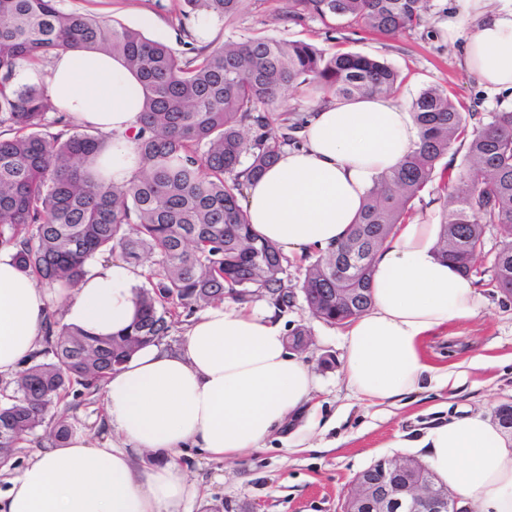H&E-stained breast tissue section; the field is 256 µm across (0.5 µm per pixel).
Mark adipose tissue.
<instances>
[{
    "instance_id": "obj_1",
    "label": "adipose tissue",
    "mask_w": 512,
    "mask_h": 512,
    "mask_svg": "<svg viewBox=\"0 0 512 512\" xmlns=\"http://www.w3.org/2000/svg\"><path fill=\"white\" fill-rule=\"evenodd\" d=\"M459 2L441 27L448 41L464 39L463 67L486 89L512 90V5ZM44 82L75 122L111 134L112 148L94 170L115 184L129 180L139 167L124 137L142 110L136 75L112 55L61 49ZM419 141L413 112L397 99L367 95L321 105L303 145L283 149L248 185V220L288 257L334 250L377 175L396 168ZM439 230L416 219L397 225L374 259L372 304L343 335L347 385L367 405L417 393L428 380L447 385L448 371L425 363L420 344L481 311L473 279L436 254ZM138 275L121 259L100 261L64 298L38 287L13 250L0 249V378L12 377L37 350L54 306L90 335L123 333L137 312ZM319 387L313 366L289 350L273 306L224 300L188 324L179 352L143 347L108 380L104 401L116 444L73 435L38 449L0 490V512H190L197 492L174 461L181 449L236 460L298 416L304 425L284 443L291 451L311 447L321 426ZM396 446L421 455L460 512H512V433L483 412L462 411ZM146 450L148 464L139 460Z\"/></svg>"
}]
</instances>
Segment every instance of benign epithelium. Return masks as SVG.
Listing matches in <instances>:
<instances>
[{
	"label": "benign epithelium",
	"mask_w": 512,
	"mask_h": 512,
	"mask_svg": "<svg viewBox=\"0 0 512 512\" xmlns=\"http://www.w3.org/2000/svg\"><path fill=\"white\" fill-rule=\"evenodd\" d=\"M409 460L387 457L371 469L380 478L372 483L353 485L342 512H357L366 507L372 512H456L454 496L438 490L429 481L412 482L406 478Z\"/></svg>",
	"instance_id": "7a95c632"
}]
</instances>
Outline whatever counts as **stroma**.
Returning a JSON list of instances; mask_svg holds the SVG:
<instances>
[{
	"mask_svg": "<svg viewBox=\"0 0 512 512\" xmlns=\"http://www.w3.org/2000/svg\"><path fill=\"white\" fill-rule=\"evenodd\" d=\"M174 0H60L63 9L83 7L107 24L143 30L153 40L180 49L179 26L170 7ZM458 0H426L425 22L395 35L373 34L363 27L339 21L329 25L309 18L295 24L285 19L283 0H245L240 13L216 28L215 43L244 35L302 40L324 52L337 50L373 56L397 70L402 84L398 99L412 103L420 91L435 85L466 111L488 113L512 110V93H492L462 69V47L450 44L439 23L456 14ZM158 23L144 27V15ZM501 237L499 229H487L486 254L474 266L473 275L486 298V306L474 319L453 322L428 336L422 344L425 361L435 367H457L454 384L426 389L403 400L365 407L346 385L343 372V326L315 318L303 298L283 310L287 328L304 326L310 344L303 355L321 377L315 400L319 413L329 420V430L317 436V448L292 452L280 440L235 461L211 458L196 448H186L177 463L197 489L192 512H341L353 478L375 461L396 456L397 438L417 435L431 423L448 419L461 410L495 412L512 403V297L501 294L493 282L489 253ZM77 434L106 443L112 429L106 422L104 394L72 389L61 399Z\"/></svg>",
	"mask_w": 512,
	"mask_h": 512,
	"instance_id": "stroma-1",
	"label": "stroma"
}]
</instances>
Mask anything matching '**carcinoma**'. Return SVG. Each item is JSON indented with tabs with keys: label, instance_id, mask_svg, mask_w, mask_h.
I'll return each mask as SVG.
<instances>
[{
	"label": "carcinoma",
	"instance_id": "obj_1",
	"mask_svg": "<svg viewBox=\"0 0 512 512\" xmlns=\"http://www.w3.org/2000/svg\"><path fill=\"white\" fill-rule=\"evenodd\" d=\"M178 2L184 52L87 11L64 10L59 0H0V247L16 249L21 269L50 289L75 287L91 261L115 253L149 284L134 288L137 314L122 335L90 336L48 316L43 348L0 396L1 462L40 429L48 446L69 437L72 425L55 413L61 395L73 385L99 390L139 349L167 335L178 309L226 298L289 307V258L253 232L241 205L249 181L282 147L299 144L305 117L283 111L288 91L303 88L328 102L398 89L387 64L359 53L327 55L300 40L244 36L199 46L186 20L202 12L229 20L244 0ZM423 3L288 0L286 14L295 23L345 19L390 34L420 27ZM59 49L118 57L142 82L141 117L126 133L141 166L122 186L88 169L112 135L69 124L43 81L20 77ZM411 110L421 129L417 148L377 177L335 253L317 256L302 274L309 310L328 324L371 306L377 252L459 141L467 142L466 189L450 194L437 253L468 274L484 253L486 228L500 227L494 282L512 296V110L481 119L439 86L423 89ZM339 270L357 289L351 302L336 297Z\"/></svg>",
	"mask_w": 512,
	"mask_h": 512
}]
</instances>
